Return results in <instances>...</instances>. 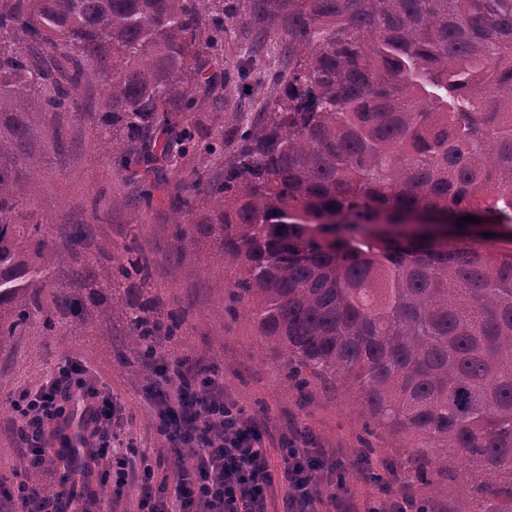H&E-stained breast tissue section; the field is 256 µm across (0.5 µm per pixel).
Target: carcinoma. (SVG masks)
<instances>
[{"instance_id":"obj_1","label":"carcinoma","mask_w":512,"mask_h":512,"mask_svg":"<svg viewBox=\"0 0 512 512\" xmlns=\"http://www.w3.org/2000/svg\"><path fill=\"white\" fill-rule=\"evenodd\" d=\"M273 20L288 31L282 94L226 128L212 99L233 149L224 179L196 174L206 205L175 211L179 250L209 244L228 314L252 313L289 385L358 391L365 428L411 449L415 492L445 474L451 512H512V0H0V347L83 331L122 283L142 361L185 323L140 301L155 259L138 246L15 222L40 173L33 100L68 112L100 79L95 133L120 168L151 174L148 207L196 142L210 55L234 26ZM39 47L65 80L32 61ZM260 47L211 84L248 96ZM59 459L64 485L101 465L88 448Z\"/></svg>"}]
</instances>
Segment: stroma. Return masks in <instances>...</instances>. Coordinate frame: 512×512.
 I'll return each instance as SVG.
<instances>
[{"mask_svg": "<svg viewBox=\"0 0 512 512\" xmlns=\"http://www.w3.org/2000/svg\"><path fill=\"white\" fill-rule=\"evenodd\" d=\"M33 121L45 145L43 169L28 185L15 214L20 223L88 224L96 238L114 247L136 242L153 255L152 285L145 297L162 310H183L187 317L179 346L161 342L159 363L185 356L201 358L224 378V392L247 412L264 421L273 436L287 434L292 423L306 427L342 461L343 480L335 486L339 500L356 505L386 498L388 492L408 489L411 476L405 464L406 444L382 430L366 433L356 395L336 392L332 385L312 381L299 395L281 373V357L264 344L248 311L229 318L224 295L215 286L224 278V266L214 260L208 246L180 254L174 238L172 202L194 197L193 174L224 176V157L231 145L213 152L199 147L180 159L155 191L151 207L138 203L140 180L117 165L103 162L102 145L86 122L66 114L39 111ZM120 197L124 206H113ZM123 318L96 321L84 333L65 336L26 334L11 337L0 349V478L23 474L27 454L17 433V419L8 399L23 389H39L63 365L87 371L112 400V446L136 449L152 471L153 486L170 484L175 451L159 434V410L149 399L159 376L155 368L120 363ZM381 471L380 480L358 475L354 462L365 448Z\"/></svg>", "mask_w": 512, "mask_h": 512, "instance_id": "1", "label": "stroma"}]
</instances>
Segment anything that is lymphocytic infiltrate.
I'll return each instance as SVG.
<instances>
[{
  "instance_id": "lymphocytic-infiltrate-1",
  "label": "lymphocytic infiltrate",
  "mask_w": 512,
  "mask_h": 512,
  "mask_svg": "<svg viewBox=\"0 0 512 512\" xmlns=\"http://www.w3.org/2000/svg\"><path fill=\"white\" fill-rule=\"evenodd\" d=\"M164 382L173 394L165 399L162 425L175 450H190L193 461L174 473L173 496L142 481V512H276L270 491L278 481L286 488L283 512H318L324 501L334 500V473L325 467L326 453L313 447L305 431L292 429L283 466L273 472L268 432L225 398L223 378L207 373L199 359L185 357L176 361ZM9 405L18 417L17 432L33 468H47L42 444L70 406L79 410L81 428L89 432L99 459L111 461L112 403L83 370L61 368L37 392L19 391ZM7 497L21 512H90L75 490L64 501L32 488L8 492Z\"/></svg>"
}]
</instances>
